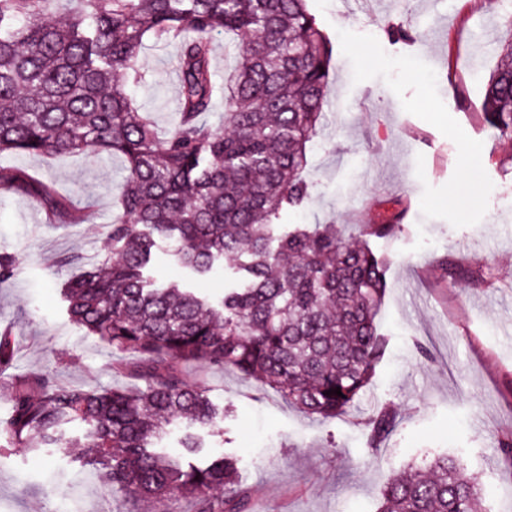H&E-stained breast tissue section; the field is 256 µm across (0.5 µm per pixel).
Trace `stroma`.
I'll return each instance as SVG.
<instances>
[{
	"mask_svg": "<svg viewBox=\"0 0 512 512\" xmlns=\"http://www.w3.org/2000/svg\"><path fill=\"white\" fill-rule=\"evenodd\" d=\"M333 47L323 133L309 149L316 184L304 209L283 224L360 225L404 210L387 253V291L378 313L386 352L357 408L331 420L300 412L267 385L235 370L183 365L185 379L227 411L206 436L239 459L251 512H376L389 476L436 454L461 455L481 512H512V140H496L481 111L483 85L506 34L484 0H307ZM399 25L410 40L391 37ZM149 48L145 83L132 93L166 130L178 107L176 56ZM52 181L89 205L88 223L51 228L22 195L0 197V252L20 262L0 282V329L19 349L0 374V426L9 417L12 375L47 372L96 390L125 387L116 359L76 327L64 283L105 253L120 158L34 155L0 158ZM456 277L446 276L445 266ZM433 354L425 360L417 343ZM396 427L379 452L367 422L382 406ZM120 502L74 449L0 451V512H118Z\"/></svg>",
	"mask_w": 512,
	"mask_h": 512,
	"instance_id": "stroma-1",
	"label": "stroma"
}]
</instances>
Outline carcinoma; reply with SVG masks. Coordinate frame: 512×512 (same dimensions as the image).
I'll return each instance as SVG.
<instances>
[{
    "mask_svg": "<svg viewBox=\"0 0 512 512\" xmlns=\"http://www.w3.org/2000/svg\"><path fill=\"white\" fill-rule=\"evenodd\" d=\"M236 65L217 86L213 43ZM179 45L178 109L164 134L129 93L146 71L144 50ZM332 48L306 0H0V155H118L125 175L112 218V255L70 280L72 321L121 354L112 369L133 387L87 390L46 373L11 382L0 439L32 450L81 448L124 508L177 492L198 512H248L236 460L184 462L202 449L199 428L219 412L186 362L232 368L324 420L360 398L384 354L376 315L386 261L370 247L401 228L402 213L345 238L334 224L276 223L306 206L308 144L328 106ZM224 127L204 120L217 92ZM494 134L512 140V36L498 54L482 103ZM0 191L35 200L57 227L87 212L26 170L0 167ZM205 276L236 259L239 285L215 305L146 276L154 252ZM19 260L0 253V281ZM0 333V373L15 361ZM341 388L342 395L326 391ZM82 434L65 438V426ZM395 423L386 407L369 420L378 450ZM178 428L180 453L156 446ZM479 494L463 459L441 454L394 473L378 512H476Z\"/></svg>",
    "mask_w": 512,
    "mask_h": 512,
    "instance_id": "cac0c4a2",
    "label": "carcinoma"
}]
</instances>
